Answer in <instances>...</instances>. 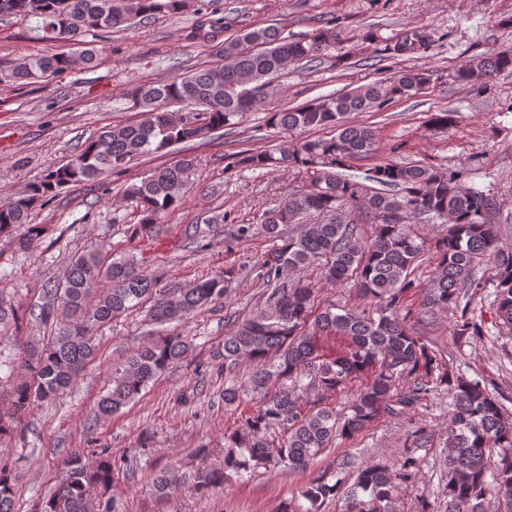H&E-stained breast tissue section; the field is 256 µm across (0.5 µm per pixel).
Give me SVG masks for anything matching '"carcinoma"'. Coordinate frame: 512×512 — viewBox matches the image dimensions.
<instances>
[{
  "instance_id": "cac0c4a2",
  "label": "carcinoma",
  "mask_w": 512,
  "mask_h": 512,
  "mask_svg": "<svg viewBox=\"0 0 512 512\" xmlns=\"http://www.w3.org/2000/svg\"><path fill=\"white\" fill-rule=\"evenodd\" d=\"M188 0H0V15L33 17L53 41L73 43L89 31L102 42L115 29L128 30L141 20L160 14L176 15ZM198 21L187 39L207 45L228 29L224 18L197 9ZM342 26L332 18L304 38H289L276 25L255 28L224 39L216 55L222 69L202 68L185 76L143 84L128 92L140 118L107 127L86 141L68 164L49 170L16 199L0 205V234L20 224L17 249L38 243L46 228L31 224L29 213L52 204L70 185L95 180L108 171L121 172L134 160L162 152L176 144L207 135L280 93L277 79L288 65L312 61L335 49L336 67L348 60L342 52ZM428 36L410 30L387 44L379 61L427 50ZM98 61V49L36 56L5 74L19 83L49 82L70 72L89 69ZM512 71V49H502L467 61L454 79L465 85L480 77ZM431 80L423 68H407L356 87L292 108L269 112L265 131L294 134L331 127L336 134L306 139L288 147L246 149L229 156L226 172L245 170L273 174L297 170L308 185L270 207L258 224L236 226L234 240L245 242L262 233L271 241L257 278L271 288L264 308L235 326L212 354L217 370H231L246 360L260 365L252 391L260 394L254 406L240 414L238 428L224 436V458L199 475L202 489L224 485L229 476L259 468L286 466L305 471L336 437L350 439L385 416L397 417L433 390L448 391L453 400L448 429L445 484L446 512H485L492 493L512 501V416L480 381L449 370L432 348L413 335L407 315L401 314L403 296L419 287L413 268L429 250L434 261L427 298L429 305L457 304L469 292L484 287L476 269L486 260L496 268V315L512 331V251L498 247L494 225L486 215L493 199L465 190L464 168L441 171L383 159L362 178L342 169L353 159L381 150L372 129L353 125V112H382L392 103L418 93ZM201 106L203 111L177 116L174 103ZM197 158L185 154L172 164L154 168L126 188L135 199L139 221L130 225V237L156 231L162 215L177 206L190 189ZM374 225L371 238L357 233L351 215ZM426 217L447 225L430 247L417 241L408 219ZM318 264L325 282L355 281L359 292L377 300L376 308L336 309L332 305L312 316L315 283L299 277L284 280L286 271ZM235 269L198 279L186 286L162 283L134 259L111 258L98 251L74 255L63 276L40 289L39 313L24 307L11 310L15 327L31 318L54 327L52 335L31 347L23 357L25 375L13 387L11 412L0 413V441L14 435V423L31 413L37 402L56 399L70 387L96 357L95 335L112 318L149 305V316L159 325L181 322L205 306L224 299L225 284ZM348 336L352 345L342 357L323 361L312 336L315 331ZM187 337L167 334L140 349L112 379V387L96 406V416L109 417L137 400L156 377L185 357ZM371 378L353 398L349 414L339 418L326 407L305 409L299 394L311 390L335 392L363 377ZM497 449L489 463L487 449ZM64 476L37 512H115L109 497L112 480L127 466L102 448L96 459L73 451L63 459ZM414 460L406 456L396 466L373 462L362 467L347 490L349 512H396L393 492L413 477ZM341 481L328 483L318 475L301 491L309 507L335 497ZM0 512H14L12 464L0 457Z\"/></svg>"
}]
</instances>
